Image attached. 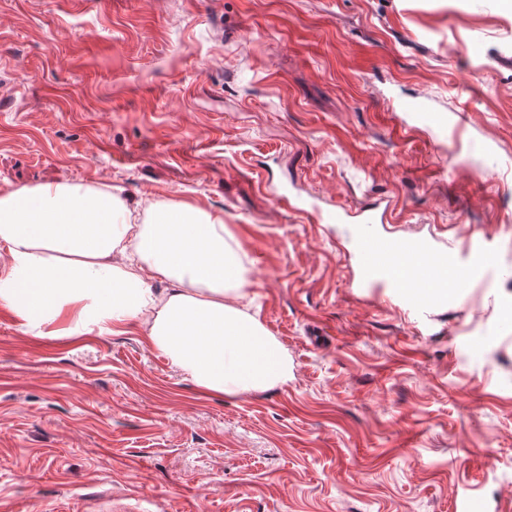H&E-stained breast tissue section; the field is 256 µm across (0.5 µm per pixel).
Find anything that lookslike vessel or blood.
<instances>
[{"label":"vessel or blood","instance_id":"vessel-or-blood-1","mask_svg":"<svg viewBox=\"0 0 512 512\" xmlns=\"http://www.w3.org/2000/svg\"><path fill=\"white\" fill-rule=\"evenodd\" d=\"M398 108L430 129L449 126L448 115L435 111L425 98L401 99ZM355 255L360 287L391 289L416 312L447 305L451 289L467 287L497 265L494 251L482 245L460 255L419 243L402 246L373 230L359 233Z\"/></svg>","mask_w":512,"mask_h":512}]
</instances>
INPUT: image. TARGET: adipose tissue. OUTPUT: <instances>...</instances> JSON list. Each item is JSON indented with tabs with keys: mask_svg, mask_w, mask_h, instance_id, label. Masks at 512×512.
I'll return each instance as SVG.
<instances>
[{
	"mask_svg": "<svg viewBox=\"0 0 512 512\" xmlns=\"http://www.w3.org/2000/svg\"><path fill=\"white\" fill-rule=\"evenodd\" d=\"M0 308L34 338L135 323L203 394L287 383L288 357L239 305L251 286L224 218L182 202L131 208L111 187L0 190ZM169 282L156 293L151 282Z\"/></svg>",
	"mask_w": 512,
	"mask_h": 512,
	"instance_id": "1",
	"label": "adipose tissue"
}]
</instances>
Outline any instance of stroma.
<instances>
[{
  "mask_svg": "<svg viewBox=\"0 0 512 512\" xmlns=\"http://www.w3.org/2000/svg\"><path fill=\"white\" fill-rule=\"evenodd\" d=\"M413 94L458 137L396 111ZM50 182L223 214L292 377L209 397L139 325L35 339L0 310V506L512 512V15L496 0H0V189ZM368 215L458 252L487 239L498 268L405 315L355 281Z\"/></svg>",
  "mask_w": 512,
  "mask_h": 512,
  "instance_id": "35a3bbf8",
  "label": "stroma"
}]
</instances>
